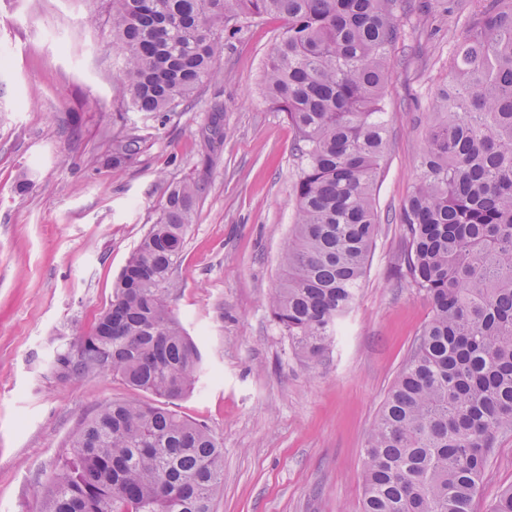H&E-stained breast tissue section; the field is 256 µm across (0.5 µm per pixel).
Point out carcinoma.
<instances>
[{
  "instance_id": "obj_1",
  "label": "carcinoma",
  "mask_w": 512,
  "mask_h": 512,
  "mask_svg": "<svg viewBox=\"0 0 512 512\" xmlns=\"http://www.w3.org/2000/svg\"><path fill=\"white\" fill-rule=\"evenodd\" d=\"M120 80L138 112H170L214 78L224 34L272 16L283 29L264 95L294 131L295 212L269 299L302 357L321 360L353 306L379 234L387 149L384 88L407 0H110ZM399 213L400 278L429 303L364 448L359 512H473L499 434L512 431V0H476ZM139 153L116 140L112 165ZM193 180L168 186L112 302L59 350L61 379L110 374L162 403L115 400L83 419L39 512H213L224 451L172 405L193 393L204 356L169 299Z\"/></svg>"
}]
</instances>
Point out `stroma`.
Masks as SVG:
<instances>
[{
  "label": "stroma",
  "instance_id": "stroma-1",
  "mask_svg": "<svg viewBox=\"0 0 512 512\" xmlns=\"http://www.w3.org/2000/svg\"><path fill=\"white\" fill-rule=\"evenodd\" d=\"M409 2L385 86L380 234L355 303L315 364L295 353L268 308L297 174L294 133L262 93L281 21L245 25L214 58L216 80L174 111L146 114L126 107L109 0H0V512H38L81 421L131 396L109 374L59 379L52 360L78 348L168 185L189 179L205 190L170 306L207 366L176 409L224 447L214 512H355L368 432L430 316L394 275L404 258L396 219L419 179L422 139L472 6L437 0L450 11L444 20ZM117 137L140 145L121 166L109 162ZM510 487L507 432L473 512H489Z\"/></svg>",
  "mask_w": 512,
  "mask_h": 512
}]
</instances>
